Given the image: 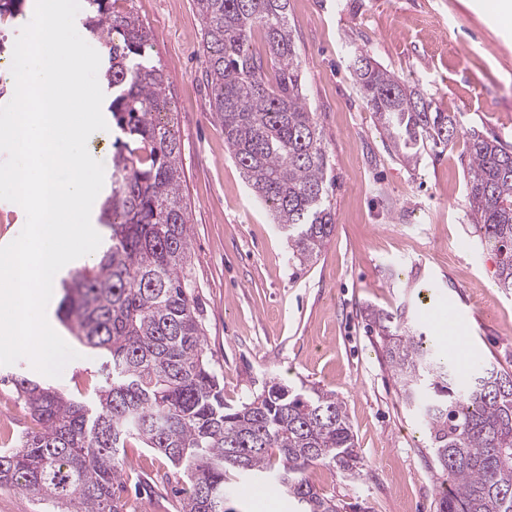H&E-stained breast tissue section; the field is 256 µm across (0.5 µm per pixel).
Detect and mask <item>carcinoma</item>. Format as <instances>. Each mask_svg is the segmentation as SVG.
<instances>
[{"mask_svg": "<svg viewBox=\"0 0 512 512\" xmlns=\"http://www.w3.org/2000/svg\"><path fill=\"white\" fill-rule=\"evenodd\" d=\"M83 25L103 48L112 116L109 188L98 221L111 235L98 263L76 269L58 317L98 349L102 380L90 401L36 381H16L39 429L0 448V488L75 512H128L122 461L139 441L171 463L187 489L180 512H235L226 487L267 478L300 512H347L320 493L317 464L350 476L360 464L343 401L322 389L272 384L236 407L204 348L191 293V224L182 195V145L150 34L119 0H86ZM23 0H0V26ZM289 0H197L212 116L254 194L288 240L292 260L312 262L335 230L328 160L305 96ZM263 33L274 75L250 48ZM355 84L388 146L405 164L446 148L460 134L455 116L367 54L356 53ZM470 222L499 256L497 285L512 290V147L467 134ZM383 355L404 402L419 411L436 474L448 483L436 512H512V372L495 366L459 383L457 366L405 312L372 309Z\"/></svg>", "mask_w": 512, "mask_h": 512, "instance_id": "carcinoma-1", "label": "carcinoma"}]
</instances>
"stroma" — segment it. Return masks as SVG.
<instances>
[{"label": "stroma", "instance_id": "stroma-1", "mask_svg": "<svg viewBox=\"0 0 512 512\" xmlns=\"http://www.w3.org/2000/svg\"><path fill=\"white\" fill-rule=\"evenodd\" d=\"M492 0H290L306 102L328 157L336 228L308 266L293 264L268 207L252 192L211 115L196 0H130L150 32L177 112L193 230L190 276L208 359L235 406L272 383L331 390L344 401L362 471H308L321 493L369 512H435L443 490L427 429L402 400L368 308L406 310L426 335L469 342L466 359L512 369V294L497 285V257L472 232L464 134L512 145V25ZM365 51L416 86L463 134L408 166L384 137L351 76ZM59 334L78 352L58 378L28 360L0 366V397L20 376L70 395L92 393L98 350ZM124 495L169 472L167 459L128 443ZM238 512H294L287 497L240 484Z\"/></svg>", "mask_w": 512, "mask_h": 512}]
</instances>
